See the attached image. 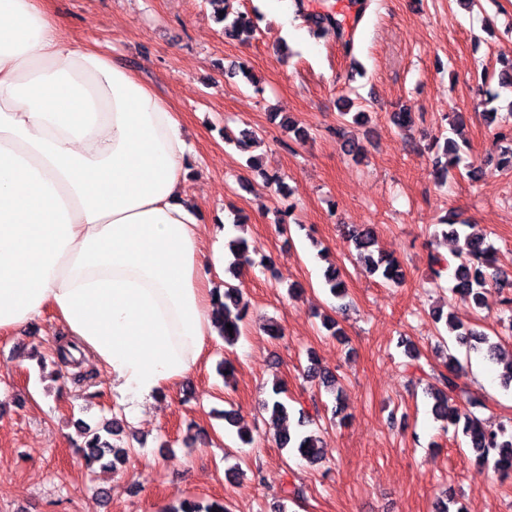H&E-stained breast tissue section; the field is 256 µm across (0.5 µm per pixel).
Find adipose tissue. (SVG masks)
<instances>
[{"label": "adipose tissue", "instance_id": "1", "mask_svg": "<svg viewBox=\"0 0 512 512\" xmlns=\"http://www.w3.org/2000/svg\"><path fill=\"white\" fill-rule=\"evenodd\" d=\"M182 122L47 0H0V333L53 312L133 419L190 376L224 227L185 190Z\"/></svg>", "mask_w": 512, "mask_h": 512}]
</instances>
